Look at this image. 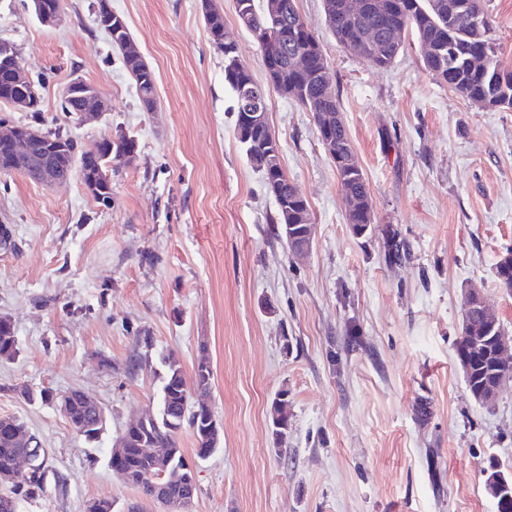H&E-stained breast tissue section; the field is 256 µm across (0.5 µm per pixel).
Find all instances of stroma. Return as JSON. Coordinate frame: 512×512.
Wrapping results in <instances>:
<instances>
[{
	"label": "stroma",
	"instance_id": "35a3bbf8",
	"mask_svg": "<svg viewBox=\"0 0 512 512\" xmlns=\"http://www.w3.org/2000/svg\"><path fill=\"white\" fill-rule=\"evenodd\" d=\"M95 0H63L54 26L30 0H0V39L14 43L42 97L41 124L83 144L102 133L136 143L112 165V202L97 203L72 173L47 187L0 172V224L17 248L0 255V315L18 340L0 361V416L22 419L46 450V481L18 512H166L111 468L128 422L156 411L163 361L192 375L207 354L206 401L221 428L196 456L189 512H498L490 463L512 470V381L492 406L470 394L455 342L475 288L512 337V294L497 264L512 252V108L484 109L426 69L414 37L391 67L337 45L322 0H297L319 35L377 222L356 235L311 113L269 93V124L289 180L308 202L310 253L275 234L277 206L234 132L224 56L200 0H110L156 78L142 109L118 50L97 27ZM258 82L259 44L235 0H213ZM501 69L512 71V0H486ZM111 105L83 123L60 110L72 78ZM408 259L386 262L382 228ZM148 331L150 345L138 342ZM77 388L106 410L88 443L23 387ZM285 395L288 438L270 409Z\"/></svg>",
	"mask_w": 512,
	"mask_h": 512
}]
</instances>
